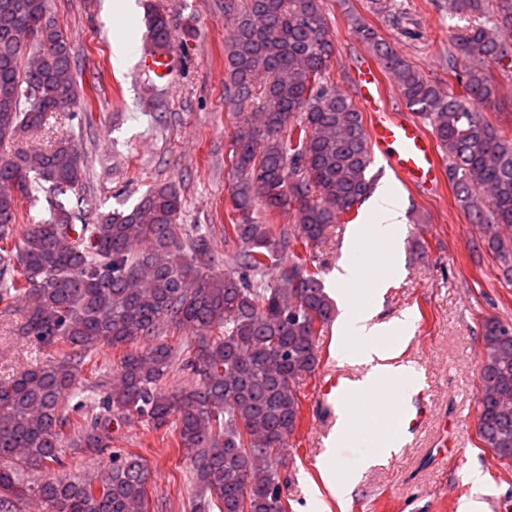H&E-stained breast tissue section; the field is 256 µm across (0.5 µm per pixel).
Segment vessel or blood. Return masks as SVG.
<instances>
[{
  "label": "vessel or blood",
  "mask_w": 512,
  "mask_h": 512,
  "mask_svg": "<svg viewBox=\"0 0 512 512\" xmlns=\"http://www.w3.org/2000/svg\"><path fill=\"white\" fill-rule=\"evenodd\" d=\"M142 69L145 73L171 79L175 57L170 53L144 57ZM353 90L370 116L372 143L397 178L405 186L424 192L437 188L441 182L438 150L418 122L387 109L377 68L369 63L360 65L354 76ZM387 393L388 428L399 433L418 431L431 411L425 398L420 395L407 397L397 385L389 387ZM315 398L323 409L347 414L349 427L353 430L378 408L377 395L361 392L350 376L339 371L322 378L315 390Z\"/></svg>",
  "instance_id": "1"
}]
</instances>
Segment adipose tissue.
<instances>
[{
	"mask_svg": "<svg viewBox=\"0 0 512 512\" xmlns=\"http://www.w3.org/2000/svg\"><path fill=\"white\" fill-rule=\"evenodd\" d=\"M401 207L394 192L378 195L365 223L352 228L350 245L371 248L377 241L396 243L402 224ZM359 257L348 254L335 272V286L342 302L343 313L338 323L341 360L364 366V383L373 384L388 378L416 380L412 367L393 363L394 353L386 349L384 341L389 336H405L410 328L409 316L390 321L379 320L382 305L381 285H371L369 301L357 306L351 299L348 288L357 278Z\"/></svg>",
	"mask_w": 512,
	"mask_h": 512,
	"instance_id": "1",
	"label": "adipose tissue"
}]
</instances>
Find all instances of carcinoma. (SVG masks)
Instances as JSON below:
<instances>
[{
    "label": "carcinoma",
    "mask_w": 512,
    "mask_h": 512,
    "mask_svg": "<svg viewBox=\"0 0 512 512\" xmlns=\"http://www.w3.org/2000/svg\"><path fill=\"white\" fill-rule=\"evenodd\" d=\"M47 0H0V145L49 135V118L75 101L70 43L46 20ZM20 23L48 48L40 69L23 62L11 34ZM512 25V0L498 19L454 36L450 71L461 88L442 95L407 58L358 17L357 34L376 51L406 105L429 121L456 200L479 225L512 281V137L485 121L496 87L483 63L504 56L498 24ZM154 51L173 33L156 9L146 18ZM320 0H246L224 46L225 99L257 112L234 138L231 169L237 217L224 225V262L210 234L177 223L182 195L173 183L150 187L128 209L77 223L63 201L84 185L74 145L0 152V313L22 305L13 335L66 348L55 361L0 378V512H19L34 496L42 512H149L151 469L144 458L112 453L93 480L48 477L42 468L69 446L90 455L112 447V417L137 415L173 427L177 446L195 450L199 488L193 512H286L279 466L301 419L300 380L320 363L319 336L336 315L312 249L335 224L357 218L374 189L372 150L363 114L329 76L331 44ZM49 203L48 216L18 223L20 203ZM291 210L290 234L255 211ZM168 326L200 336L182 349L159 340ZM123 352L112 381L76 396V374L99 345ZM477 438L512 462V325L481 324ZM191 383L165 388L176 368ZM76 415V440H62L65 412Z\"/></svg>",
    "instance_id": "carcinoma-1"
}]
</instances>
